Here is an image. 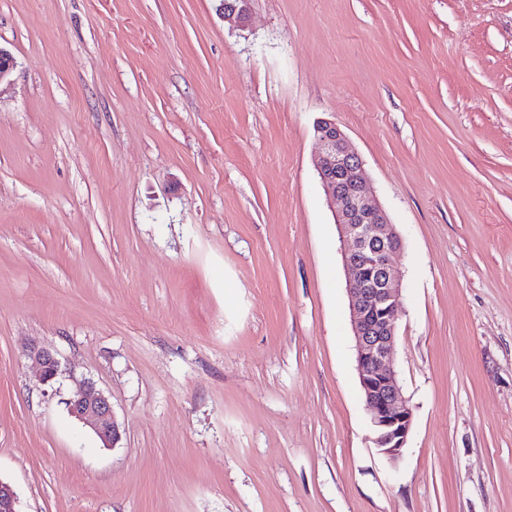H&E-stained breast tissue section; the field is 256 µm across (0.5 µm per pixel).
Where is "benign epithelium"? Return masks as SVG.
<instances>
[{
  "label": "benign epithelium",
  "mask_w": 512,
  "mask_h": 512,
  "mask_svg": "<svg viewBox=\"0 0 512 512\" xmlns=\"http://www.w3.org/2000/svg\"><path fill=\"white\" fill-rule=\"evenodd\" d=\"M250 11L251 0H226L217 9L240 27L248 24ZM15 67L11 52L0 47V84L8 81ZM314 137L319 146L316 172L339 227L364 408L375 447L394 465L402 457L413 423V409L391 365L403 280L392 257L402 249L403 237L376 201L363 161L345 133L335 122L322 119L314 127ZM31 356L43 384L52 385L63 374L51 349L33 350ZM64 404L103 447H116L120 431L112 403L92 381L78 382ZM17 505L12 486L0 480V512H18Z\"/></svg>",
  "instance_id": "1"
}]
</instances>
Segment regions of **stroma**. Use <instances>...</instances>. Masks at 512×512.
Here are the masks:
<instances>
[{"mask_svg":"<svg viewBox=\"0 0 512 512\" xmlns=\"http://www.w3.org/2000/svg\"><path fill=\"white\" fill-rule=\"evenodd\" d=\"M0 479L19 512H512V0H0ZM403 235L372 443L314 126ZM64 370L42 385L31 350ZM109 396L117 448L62 404ZM222 1L217 12L224 18L232 19L240 27H245L250 19L251 0ZM226 1V2H225Z\"/></svg>","mask_w":512,"mask_h":512,"instance_id":"35a3bbf8","label":"stroma"}]
</instances>
